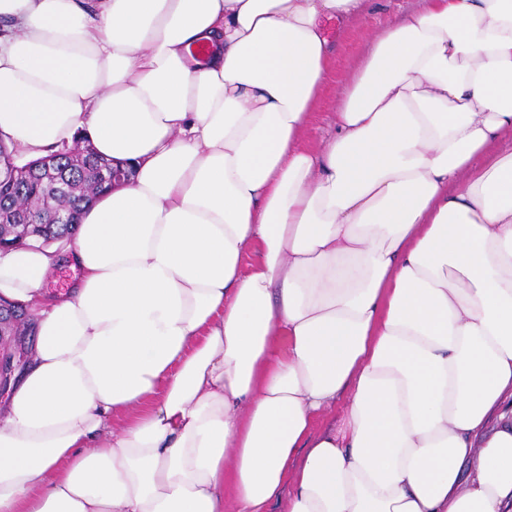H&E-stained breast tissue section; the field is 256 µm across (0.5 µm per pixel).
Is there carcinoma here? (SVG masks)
Instances as JSON below:
<instances>
[{
  "label": "carcinoma",
  "mask_w": 512,
  "mask_h": 512,
  "mask_svg": "<svg viewBox=\"0 0 512 512\" xmlns=\"http://www.w3.org/2000/svg\"><path fill=\"white\" fill-rule=\"evenodd\" d=\"M49 158L54 160L53 168L41 179L24 187L21 193L0 194V243L7 248L15 242L10 237L13 221L22 216L39 218V223L29 225V233L31 239L43 245L72 235L79 210H74L73 219L67 224H49V216L60 207H69L77 196L88 204L105 191L98 180V170L112 160L93 151L78 156L62 150L50 154ZM0 329L16 337L35 335L34 322L23 306L4 299L0 300Z\"/></svg>",
  "instance_id": "obj_1"
}]
</instances>
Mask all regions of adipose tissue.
<instances>
[{
  "label": "adipose tissue",
  "instance_id": "ef3b65f1",
  "mask_svg": "<svg viewBox=\"0 0 512 512\" xmlns=\"http://www.w3.org/2000/svg\"><path fill=\"white\" fill-rule=\"evenodd\" d=\"M366 8L0 0V143L133 168L0 250L35 320L0 512H512V0L391 20L307 145ZM73 219L67 224H34L37 223L34 219L28 217L23 224H29V233L31 240L40 241L42 245H47L50 242L61 240L65 236H72L75 231L76 224L79 220L80 209H75ZM78 277V270H72L67 265L57 266L44 284L46 295L54 297L68 291Z\"/></svg>",
  "mask_w": 512,
  "mask_h": 512
}]
</instances>
